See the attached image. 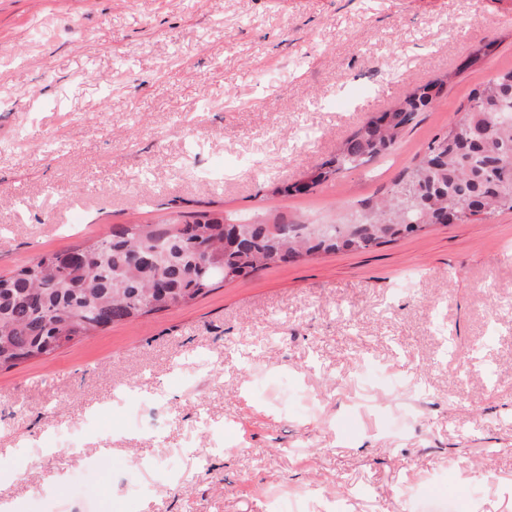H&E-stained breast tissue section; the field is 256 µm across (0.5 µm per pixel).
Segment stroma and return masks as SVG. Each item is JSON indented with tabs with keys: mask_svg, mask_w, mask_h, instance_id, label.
<instances>
[{
	"mask_svg": "<svg viewBox=\"0 0 512 512\" xmlns=\"http://www.w3.org/2000/svg\"><path fill=\"white\" fill-rule=\"evenodd\" d=\"M509 69L512 0H0V276L115 224L341 223ZM444 76L391 154L268 194ZM73 473L98 512H512V213L273 264L0 371V503L76 512Z\"/></svg>",
	"mask_w": 512,
	"mask_h": 512,
	"instance_id": "stroma-1",
	"label": "stroma"
}]
</instances>
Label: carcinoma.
<instances>
[{"mask_svg": "<svg viewBox=\"0 0 512 512\" xmlns=\"http://www.w3.org/2000/svg\"><path fill=\"white\" fill-rule=\"evenodd\" d=\"M445 80L410 87L392 109L373 114L336 156L295 187L302 193L330 177L388 155ZM512 69L474 89L465 117L453 123L394 181L388 196L356 207L340 224L227 221L202 214L192 221L124 224L72 252L43 255L0 277V370L47 358L57 349L115 323L175 305H189L217 281L204 273L224 265V278L244 277L288 259L364 251L418 236L448 217L459 223L512 211Z\"/></svg>", "mask_w": 512, "mask_h": 512, "instance_id": "cac0c4a2", "label": "carcinoma"}]
</instances>
